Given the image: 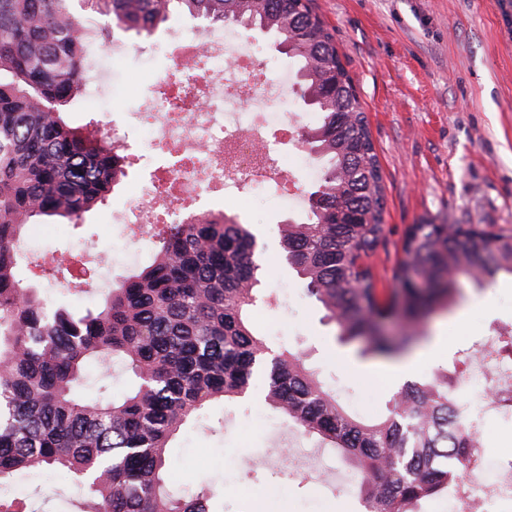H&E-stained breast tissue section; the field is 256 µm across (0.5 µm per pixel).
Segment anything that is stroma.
<instances>
[{"instance_id": "stroma-1", "label": "stroma", "mask_w": 512, "mask_h": 512, "mask_svg": "<svg viewBox=\"0 0 512 512\" xmlns=\"http://www.w3.org/2000/svg\"><path fill=\"white\" fill-rule=\"evenodd\" d=\"M333 34L368 115L385 190L386 237L370 259L380 297L397 287L394 270L402 240L414 224H479L512 227V0H312ZM193 39L203 20L176 13L152 37L111 28L99 94L68 113L71 125L98 121L124 134L127 115L140 111L157 78L167 74L178 54L169 30ZM270 79L295 75L294 59L280 53L273 34L238 29ZM141 165L115 190L107 205L87 214L83 224L52 219L50 233L35 237L30 259L56 257L60 280L80 262L94 268L88 292L64 291L33 272L23 271L42 296L82 312L99 308L110 289L129 276L123 264L126 242L114 220L137 195L136 174L155 161L148 143L132 139ZM252 225L261 281L256 290V334L278 354H299L336 391L346 411L366 422L388 413L396 387L366 375L373 360L358 343L343 345L326 311L307 292L306 282L285 262L280 246L287 222L303 223L304 209H287L276 191L252 197L246 209L220 199ZM462 307L475 312L462 324L438 313L422 323L390 320L391 335H411L415 350L443 341V351L414 375L421 380L454 370L472 356L494 324L512 321V278L499 277L474 287L459 276ZM78 394L121 398L134 385L121 364L104 371L96 362L84 370ZM269 380L256 374L246 395L223 399L199 410L167 451L165 478L173 491L192 494L209 488L223 512H368L351 470L335 449L321 447L267 399ZM482 444L487 459L512 458V418L485 420ZM281 456H274V449ZM0 495L25 501L31 512H77L87 492L72 474L58 468L24 469L0 484Z\"/></svg>"}]
</instances>
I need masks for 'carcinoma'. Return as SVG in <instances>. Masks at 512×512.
Returning <instances> with one entry per match:
<instances>
[{
	"mask_svg": "<svg viewBox=\"0 0 512 512\" xmlns=\"http://www.w3.org/2000/svg\"><path fill=\"white\" fill-rule=\"evenodd\" d=\"M174 12L272 32L298 58L296 93L320 113L302 132L320 179L308 222L286 224L281 248L343 343L398 356L411 337L387 335L386 319L418 323L452 309L460 274L478 285L512 277V228L414 224L395 270L404 288L380 301L364 263L386 234L380 164L354 81L310 0H0V481L64 468L87 488L84 512H218L212 491L167 488V448L207 404L243 396L266 350L251 322L256 236L233 216L171 225L151 263L95 312L52 306L19 274L25 225L42 216L81 224L126 176L117 141L64 119L86 98L91 45L108 42L97 19L150 36ZM90 360L122 362L137 390L77 398ZM269 378L268 403L339 452L370 512H419L460 479L448 449L465 464L471 439L454 422L448 375L404 385L373 423L347 414L298 355H277Z\"/></svg>",
	"mask_w": 512,
	"mask_h": 512,
	"instance_id": "cac0c4a2",
	"label": "carcinoma"
}]
</instances>
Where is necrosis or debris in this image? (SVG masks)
<instances>
[{
  "label": "necrosis or debris",
  "instance_id": "necrosis-or-debris-1",
  "mask_svg": "<svg viewBox=\"0 0 512 512\" xmlns=\"http://www.w3.org/2000/svg\"><path fill=\"white\" fill-rule=\"evenodd\" d=\"M286 83H273L251 50L212 31L188 45L177 72L160 78L138 120L149 141L161 144L165 157L141 178L142 193L120 218V233L132 238L162 233L175 214H208L213 189L248 200L280 185L303 145L287 151L283 138L300 126L286 108ZM493 355L475 365L489 396L484 410L504 412L512 404V326L494 332ZM465 478L448 492L453 512H482L500 499L512 500V463L485 462L481 448L469 451Z\"/></svg>",
  "mask_w": 512,
  "mask_h": 512
}]
</instances>
